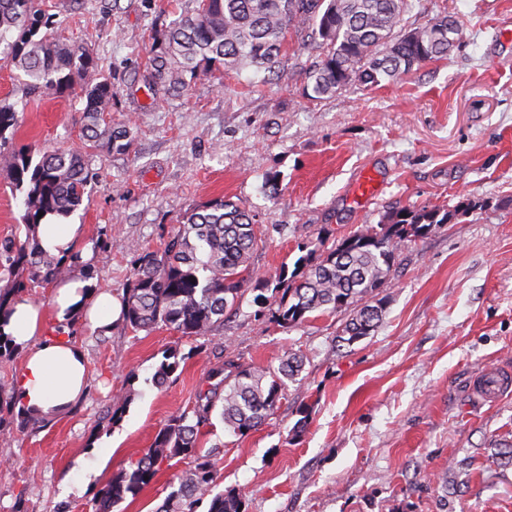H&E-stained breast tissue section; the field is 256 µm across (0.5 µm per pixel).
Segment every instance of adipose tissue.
Segmentation results:
<instances>
[{
	"label": "adipose tissue",
	"instance_id": "obj_1",
	"mask_svg": "<svg viewBox=\"0 0 512 512\" xmlns=\"http://www.w3.org/2000/svg\"><path fill=\"white\" fill-rule=\"evenodd\" d=\"M43 249L62 263L73 253H87L83 225L49 216L34 228ZM12 313L0 332L9 335L24 361L14 380V396L33 416L49 419L61 414L84 395L88 371L83 349L65 330L74 321L90 320L102 331L113 322L112 295L99 290L95 279L57 280L49 305L28 299L12 302ZM61 326V335L46 331L47 322Z\"/></svg>",
	"mask_w": 512,
	"mask_h": 512
}]
</instances>
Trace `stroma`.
<instances>
[{"instance_id":"35a3bbf8","label":"stroma","mask_w":512,"mask_h":512,"mask_svg":"<svg viewBox=\"0 0 512 512\" xmlns=\"http://www.w3.org/2000/svg\"><path fill=\"white\" fill-rule=\"evenodd\" d=\"M60 39L86 49L117 97L107 119L130 126L122 152L94 151L96 179L71 221L93 244L97 286L122 297L145 252L162 249L182 218L226 198L257 214L263 244L255 277L294 269L304 248L323 249L385 223L396 208L451 211L449 223L400 248V271L383 285V320L351 345L336 312L295 327L257 314L246 292L223 328L187 337L159 328L111 334L71 325L88 366L85 397L38 429L0 427V512H93L97 491L150 447L158 430L190 409L209 369L231 358L278 369L305 359L270 420L245 436L215 422L219 490L246 512H512V390L496 402L472 386L483 367L512 374V0H411L418 27L451 12L464 28L448 58L394 82L350 86L331 98L306 89L318 52L308 32L289 33L278 79L266 72H212L187 94L153 99L156 30L193 0H45ZM0 100L14 105L16 149H77L82 102L70 92L24 96L0 65ZM372 176L367 203L356 188ZM25 213L0 166V240ZM185 360L153 379L166 350ZM131 399L118 423L104 413ZM309 422L297 430L301 409ZM182 460L162 465L115 512H156Z\"/></svg>"}]
</instances>
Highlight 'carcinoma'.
I'll return each mask as SVG.
<instances>
[{
	"label": "carcinoma",
	"mask_w": 512,
	"mask_h": 512,
	"mask_svg": "<svg viewBox=\"0 0 512 512\" xmlns=\"http://www.w3.org/2000/svg\"><path fill=\"white\" fill-rule=\"evenodd\" d=\"M408 0H198L156 32L150 65L152 97H177L191 83L213 70L254 67L275 72L283 65V48L292 29L308 28L320 49L319 60L306 79L314 97H332L348 86L363 88L394 80L422 64L448 56L463 38L455 17L440 13L423 26L407 29L403 15ZM55 15L42 0H0V62L22 72L25 94L44 89H73L74 75L97 69L95 58L56 35ZM115 91L103 78L81 87L84 130L98 141V128L112 111ZM18 125L15 106L0 103V162L10 172L15 190L23 194L25 239L0 241V257L8 260V286L0 289V317L7 303L29 288L94 269L72 257L62 266L49 259L31 235L43 215L69 216L87 194L93 180V155L87 151H56L38 161L11 145L7 131ZM108 144L124 151L132 140L127 125L109 126ZM450 214L436 209L397 208L387 222L345 238L318 254L311 250L293 271L283 270L274 280L255 279L250 260L262 239L255 215L231 200L212 202L183 218L177 233L162 251L138 259L136 278L123 297L122 321L134 332L151 333L159 327L184 336H205L224 325V316L239 309L249 284L258 294L259 312H271L281 327H293L314 313L347 311L344 343L370 335L383 316L378 291L398 269L402 242L421 238L448 223ZM184 357L165 352L155 379L161 384ZM304 368L303 357L290 354L276 372L238 365L232 361L212 367L207 387L200 389L193 407L171 417L157 432L150 448L99 489L94 512H112L127 496L149 485L160 467L173 459L190 460L177 475L160 512H197L209 499L207 512H245L242 496L234 490L214 492L217 469L212 452L200 446L201 428L217 415L235 435L257 429L272 415L286 381ZM32 421L0 384V425Z\"/></svg>",
	"instance_id": "carcinoma-1"
}]
</instances>
